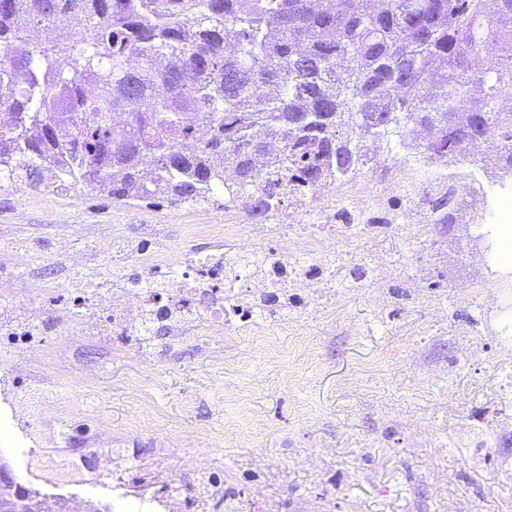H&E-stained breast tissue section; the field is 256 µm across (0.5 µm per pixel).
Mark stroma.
I'll list each match as a JSON object with an SVG mask.
<instances>
[{"instance_id": "35a3bbf8", "label": "stroma", "mask_w": 512, "mask_h": 512, "mask_svg": "<svg viewBox=\"0 0 512 512\" xmlns=\"http://www.w3.org/2000/svg\"><path fill=\"white\" fill-rule=\"evenodd\" d=\"M378 215L392 253L385 279L367 254L337 260L334 297L292 295L256 310L251 332L173 342L162 328L126 352L85 348L98 367L82 384L57 374L47 352L0 347V374L23 364L45 381L55 425L73 447L101 449L99 429L151 459L157 449L208 457L242 512H512V277L498 309L481 315L472 224L402 235ZM224 201L194 207L122 205L80 191L32 196L0 188V270L29 253L53 288H87L122 274L111 256L74 267L58 254L93 237L145 227L151 247L176 250L190 224L227 220Z\"/></svg>"}]
</instances>
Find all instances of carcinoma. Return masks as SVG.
<instances>
[{"label": "carcinoma", "mask_w": 512, "mask_h": 512, "mask_svg": "<svg viewBox=\"0 0 512 512\" xmlns=\"http://www.w3.org/2000/svg\"><path fill=\"white\" fill-rule=\"evenodd\" d=\"M3 84L0 184L221 187L259 223L393 133L454 159L484 136L512 167V0H0Z\"/></svg>", "instance_id": "1"}]
</instances>
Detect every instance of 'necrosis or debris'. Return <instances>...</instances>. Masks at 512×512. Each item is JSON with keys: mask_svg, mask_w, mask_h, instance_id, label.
Listing matches in <instances>:
<instances>
[{"mask_svg": "<svg viewBox=\"0 0 512 512\" xmlns=\"http://www.w3.org/2000/svg\"><path fill=\"white\" fill-rule=\"evenodd\" d=\"M428 164L435 171L428 187L430 194L465 183L467 190L458 198L463 210L480 206L495 215L497 224L512 223V189L493 197L485 190L481 169L465 171L437 158L429 159ZM395 189L408 191L406 173L380 183L373 196L357 200L345 196L340 207L331 203L336 194L332 180L319 182L304 193L289 191L278 211L251 228L260 241L273 245L253 269H227V254L238 247L240 225L194 224L187 230L183 249L176 254H156L140 240L128 241L124 249L116 251V258L138 264L140 277L135 282L118 277L109 285L60 294L47 288L38 273L12 278V299L0 305V336L19 348L36 350L43 344L46 328L56 327L69 342L68 348L54 354L58 370L78 374L89 382L96 377V366L82 357L83 344L105 351L137 350V326L143 316H152L178 339L217 338L231 328H250L254 324L251 308L268 303L272 285L313 297L331 287L335 263H323L309 271L294 262V254L313 248L324 236L331 237L347 254L378 240L370 215L384 207L387 195ZM205 237L214 244L199 249L197 241ZM0 404L12 416L35 417V425L24 431L25 438L44 447L53 446L54 431L47 420L54 406L42 399L39 390L23 398L16 380L1 381ZM39 462L60 490L86 480L90 473L85 455L65 449L40 456ZM112 488L120 492L126 512H232L234 508L224 493L223 476L214 472L207 458L178 464L169 448L159 449L155 458L135 465L126 449H113Z\"/></svg>", "mask_w": 512, "mask_h": 512, "instance_id": "obj_1", "label": "necrosis or debris"}]
</instances>
